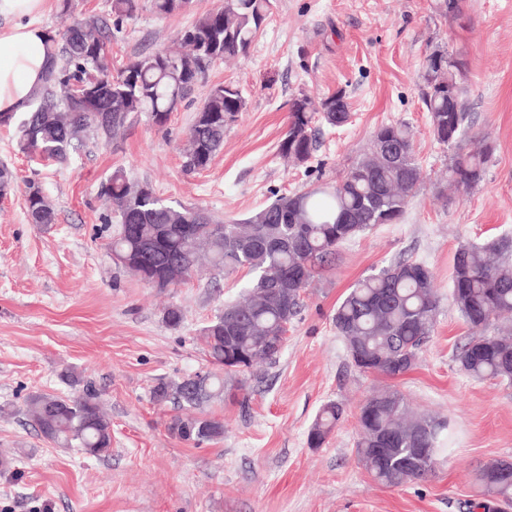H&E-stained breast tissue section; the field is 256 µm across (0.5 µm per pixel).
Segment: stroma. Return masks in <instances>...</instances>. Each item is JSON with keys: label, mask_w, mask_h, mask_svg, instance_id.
<instances>
[{"label": "stroma", "mask_w": 512, "mask_h": 512, "mask_svg": "<svg viewBox=\"0 0 512 512\" xmlns=\"http://www.w3.org/2000/svg\"><path fill=\"white\" fill-rule=\"evenodd\" d=\"M218 0L160 18L143 8L113 33L112 61L161 49ZM273 0L247 56L208 67L165 129L141 114L117 136L88 140L66 163L23 153L14 126H0V166L15 181L0 198V512H469L471 474L512 461V386L474 379L455 360L470 333L450 296L453 257L463 245L512 238V0ZM435 50L463 58L466 148L491 152L482 183L448 184L449 151L434 140L422 102L423 62ZM233 83L246 108L224 132L206 170L184 171L182 150L210 88ZM346 96L341 128L314 118L304 163L279 151L291 103ZM414 134L426 179L402 219L341 245L312 280L274 363L245 373V390L212 398L203 413L223 419L224 437L197 444L171 436L179 409L152 398L161 381L212 370L202 329L239 298L249 277L202 266L158 292L115 264L112 205L102 186L113 169L150 182L175 204L216 219H242L274 193L335 181L384 124ZM41 184L57 221L29 223L28 182ZM432 269L439 312L407 374H365L347 357L332 322L357 280L400 260ZM183 320L166 322L168 307ZM95 389L112 424V452L88 458L44 438L25 414L33 394L76 396ZM393 387L418 416L447 421L454 443L428 478L377 484L359 462V407L371 389ZM345 414L318 448L308 431L321 406Z\"/></svg>", "instance_id": "stroma-1"}]
</instances>
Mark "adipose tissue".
I'll return each mask as SVG.
<instances>
[{
	"label": "adipose tissue",
	"mask_w": 512,
	"mask_h": 512,
	"mask_svg": "<svg viewBox=\"0 0 512 512\" xmlns=\"http://www.w3.org/2000/svg\"><path fill=\"white\" fill-rule=\"evenodd\" d=\"M44 0H0V16L14 18L8 32L0 34V114L24 111L54 56L46 31L32 18Z\"/></svg>",
	"instance_id": "adipose-tissue-1"
}]
</instances>
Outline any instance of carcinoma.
<instances>
[{
    "instance_id": "1",
    "label": "carcinoma",
    "mask_w": 512,
    "mask_h": 512,
    "mask_svg": "<svg viewBox=\"0 0 512 512\" xmlns=\"http://www.w3.org/2000/svg\"><path fill=\"white\" fill-rule=\"evenodd\" d=\"M141 0H112L111 20L88 16L50 36L55 53L43 84L34 93L35 107L18 125L20 149L62 161L85 138H108L125 128L138 112L150 114L165 128L170 114L202 78L209 65L245 56L270 14L271 0H221L203 11L182 34L189 51L165 50L130 61L112 75L111 30H121L135 17ZM193 0H150L152 11L168 16L185 10ZM432 55L423 63V103L436 141L454 150L448 164V185L478 186L484 179L488 150L467 152L460 96V77L453 57L446 69L430 76ZM246 107L240 90L231 84L211 87L197 108L183 154L187 172L206 169L224 145V129ZM322 119L331 126L349 123L345 94L338 91L321 103ZM313 115L305 97L293 100L280 151L307 161L313 150ZM425 174L404 124L380 126L367 152L361 154L332 185L275 195L265 206L242 220L215 221L203 209L171 205L145 182H135L116 168L103 190L116 207L118 224L112 236V257L133 275L138 257L153 269L176 274V286L195 268L200 251L213 268L232 274L247 270L251 279L242 297L224 305V313L202 330L211 362L227 374L244 373L259 361H271L276 345L285 340L288 325L298 314L302 294L316 269L327 264L343 243L379 224H394L405 213L409 198ZM25 208L32 224H54L56 213L41 185L27 184ZM452 302L469 325L471 336L460 346L456 361L475 379H497L512 385V334L489 333L499 315L512 312V241L501 239L482 248L462 245L454 255ZM438 313L434 275L423 262L403 260L380 269L357 283L337 304L336 334L345 343L351 363L364 373L389 378L406 374L430 337ZM224 392V379L207 373L195 380L159 382L152 391L159 403L199 408ZM26 415L43 436L90 457L112 451V427L100 409L98 394L62 398L36 394ZM344 408L329 401L319 410L308 443L320 447L341 421ZM356 453L360 463L381 486L393 488L427 478L443 451L447 424L408 417L403 395L391 388L371 393L359 409ZM168 432L198 443L224 437V421L198 417L185 421L173 416ZM394 440L389 449L372 452L382 437ZM419 449L418 453L411 449ZM511 472L499 477L482 465L472 483L478 501L489 512L512 507Z\"/></svg>"
}]
</instances>
